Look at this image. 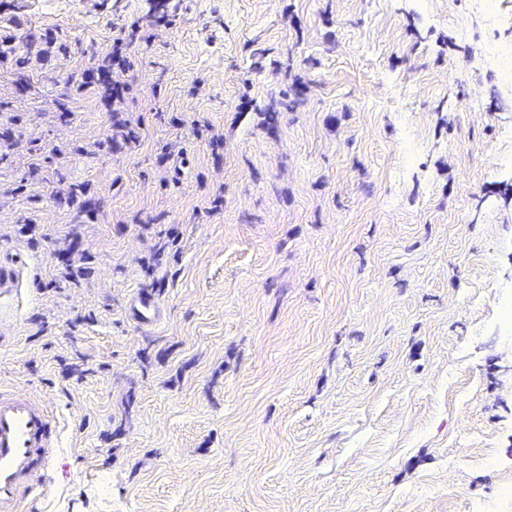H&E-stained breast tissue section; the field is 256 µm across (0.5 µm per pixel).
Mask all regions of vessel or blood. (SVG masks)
<instances>
[{"mask_svg":"<svg viewBox=\"0 0 512 512\" xmlns=\"http://www.w3.org/2000/svg\"><path fill=\"white\" fill-rule=\"evenodd\" d=\"M160 313L155 293H135L129 313L134 324H157ZM62 433L61 418L46 400L28 390L0 386V512H30L47 497Z\"/></svg>","mask_w":512,"mask_h":512,"instance_id":"vessel-or-blood-1","label":"vessel or blood"}]
</instances>
